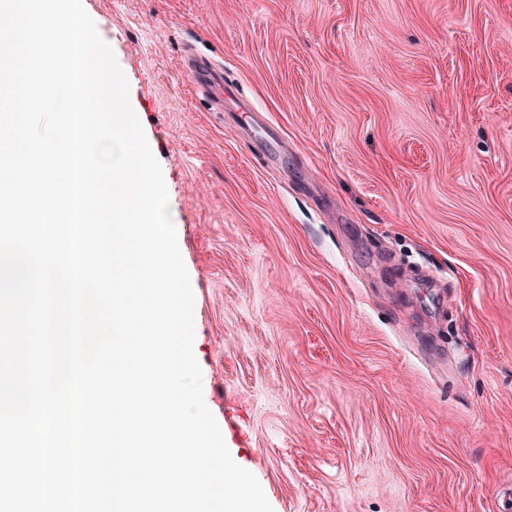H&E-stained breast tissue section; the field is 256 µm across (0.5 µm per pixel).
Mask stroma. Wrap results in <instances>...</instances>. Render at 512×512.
<instances>
[{
	"instance_id": "1",
	"label": "stroma",
	"mask_w": 512,
	"mask_h": 512,
	"mask_svg": "<svg viewBox=\"0 0 512 512\" xmlns=\"http://www.w3.org/2000/svg\"><path fill=\"white\" fill-rule=\"evenodd\" d=\"M83 6L162 168L204 402L273 512H500L512 0Z\"/></svg>"
}]
</instances>
